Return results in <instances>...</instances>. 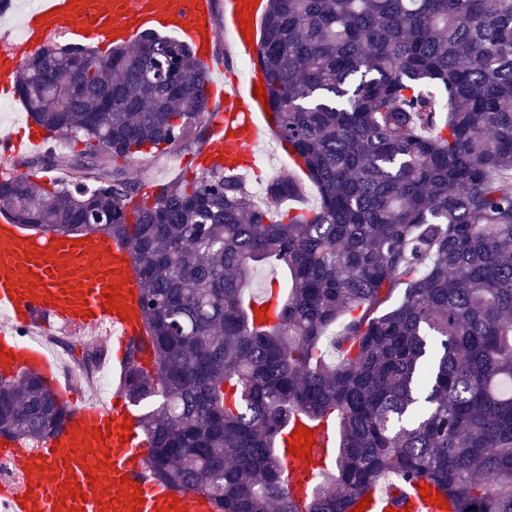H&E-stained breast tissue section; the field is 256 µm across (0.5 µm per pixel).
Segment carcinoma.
<instances>
[{
  "label": "carcinoma",
  "mask_w": 512,
  "mask_h": 512,
  "mask_svg": "<svg viewBox=\"0 0 512 512\" xmlns=\"http://www.w3.org/2000/svg\"><path fill=\"white\" fill-rule=\"evenodd\" d=\"M258 64L312 213L280 209L292 172L260 203L217 162L127 210L141 185L97 152L147 160L210 125L182 39L57 46L15 87L87 150L1 178L0 206L36 234L116 241L140 284L158 374L132 346L122 389L147 406L148 476L216 512H353L385 475L448 512H512V0H266ZM264 268L283 273L272 325L249 305ZM69 414L38 377L0 376V435ZM296 415L337 436L303 511L277 444Z\"/></svg>",
  "instance_id": "1"
}]
</instances>
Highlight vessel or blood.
Instances as JSON below:
<instances>
[{
	"instance_id": "obj_1",
	"label": "vessel or blood",
	"mask_w": 512,
	"mask_h": 512,
	"mask_svg": "<svg viewBox=\"0 0 512 512\" xmlns=\"http://www.w3.org/2000/svg\"><path fill=\"white\" fill-rule=\"evenodd\" d=\"M246 0H39L22 18L20 38L0 45V86L9 87L29 53L56 39L80 46L127 43L145 30L180 35L199 48L205 89L214 104L210 135L203 147L230 170H249L257 161L259 127L254 117L261 100L254 92L258 74L223 88L224 57L219 34H230L247 55L258 42L241 35L238 6ZM120 300L108 309L104 289ZM138 283L127 255L109 239L36 235L13 224L0 210V365L16 373L33 371L61 397L71 386L61 379L59 362L39 342H24L44 321L73 335L99 332L117 344L118 363L128 348L142 342ZM12 361H5L4 352ZM132 401L91 399L73 409L53 438L30 445L19 437H0V457L17 467L21 482L1 481L0 502L9 512H213L204 495L175 491L151 480L144 462L150 443L137 426ZM310 458L283 451L290 490L305 494V479L321 470L332 442L327 426L313 430ZM78 488L66 496L65 484Z\"/></svg>"
}]
</instances>
